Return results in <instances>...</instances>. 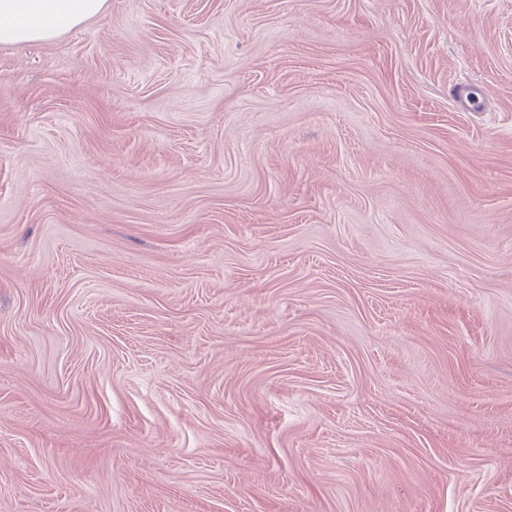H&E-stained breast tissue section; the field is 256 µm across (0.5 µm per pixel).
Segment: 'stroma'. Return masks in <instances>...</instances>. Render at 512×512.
Returning a JSON list of instances; mask_svg holds the SVG:
<instances>
[{
	"label": "stroma",
	"instance_id": "stroma-1",
	"mask_svg": "<svg viewBox=\"0 0 512 512\" xmlns=\"http://www.w3.org/2000/svg\"><path fill=\"white\" fill-rule=\"evenodd\" d=\"M0 512H512V0L0 45Z\"/></svg>",
	"mask_w": 512,
	"mask_h": 512
}]
</instances>
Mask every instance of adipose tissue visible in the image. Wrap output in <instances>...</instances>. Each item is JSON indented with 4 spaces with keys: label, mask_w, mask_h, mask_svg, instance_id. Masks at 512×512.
<instances>
[{
    "label": "adipose tissue",
    "mask_w": 512,
    "mask_h": 512,
    "mask_svg": "<svg viewBox=\"0 0 512 512\" xmlns=\"http://www.w3.org/2000/svg\"><path fill=\"white\" fill-rule=\"evenodd\" d=\"M105 0H0V44L48 40L101 13Z\"/></svg>",
    "instance_id": "obj_1"
}]
</instances>
